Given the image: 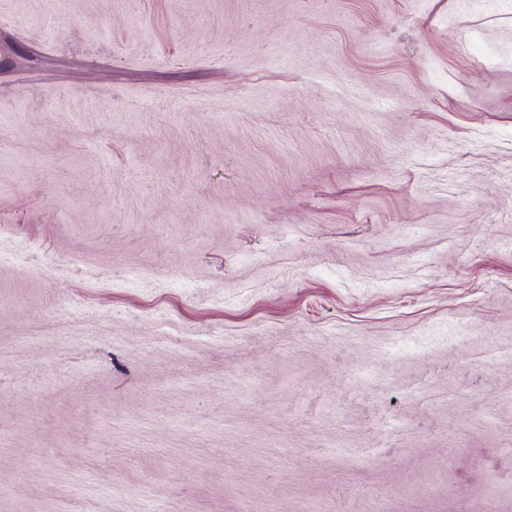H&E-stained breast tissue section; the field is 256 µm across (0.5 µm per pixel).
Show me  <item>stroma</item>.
I'll return each mask as SVG.
<instances>
[{
  "label": "stroma",
  "instance_id": "1",
  "mask_svg": "<svg viewBox=\"0 0 512 512\" xmlns=\"http://www.w3.org/2000/svg\"><path fill=\"white\" fill-rule=\"evenodd\" d=\"M0 512H512V0H0Z\"/></svg>",
  "mask_w": 512,
  "mask_h": 512
}]
</instances>
